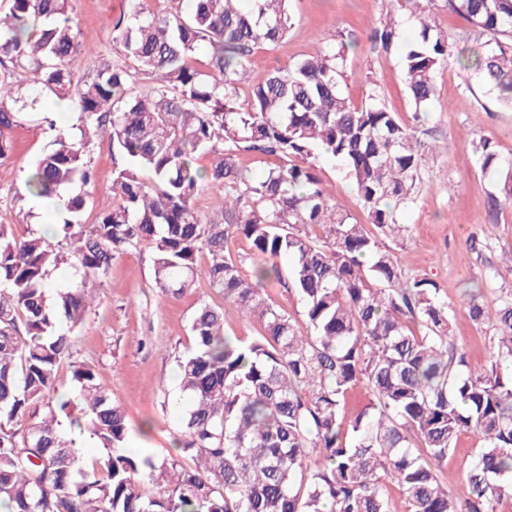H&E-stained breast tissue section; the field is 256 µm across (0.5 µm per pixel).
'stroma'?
Here are the masks:
<instances>
[{
    "mask_svg": "<svg viewBox=\"0 0 512 512\" xmlns=\"http://www.w3.org/2000/svg\"><path fill=\"white\" fill-rule=\"evenodd\" d=\"M125 8L124 0H75L80 38L95 51L97 63L126 64L112 43V21ZM392 9L390 0H293V27L274 46L256 50L247 85L263 82L276 68L315 54L326 40L341 36L347 42V68L342 93L361 102L365 77H376L390 111L411 120L401 57L376 51L368 39L372 27ZM436 92L420 137L430 149L422 189L400 219L408 230L397 240H384L397 255L405 276L432 280L440 295L458 302L465 283H479L483 301L493 306L512 292V205L489 212L495 190L492 174L481 172L474 160L468 132L488 137L497 153L512 158V108L498 104L486 92L479 75L463 73L448 59L436 76ZM13 158L0 165V222L12 225L19 236L36 231L53 211L50 203L20 199L31 163L44 153L51 139L46 125L25 120L13 126ZM93 179L81 187L87 203L83 221L93 224L98 204L112 186L115 168L108 138H95L90 147ZM318 173L334 198L360 224H369L339 162L318 159ZM483 230L492 237L486 249H471L470 236ZM150 245L116 259L102 278L90 281L96 300L85 322L73 332L72 358L90 365L98 382L124 408L129 423V447L139 456L168 454L180 434L173 401L181 393L175 358L189 344L191 317L207 301L223 304L225 333L231 337L259 335L258 320L240 319L233 304L223 303L208 284L173 299L154 286ZM494 327L476 325L463 316L454 319V342L470 361H479L495 336Z\"/></svg>",
    "mask_w": 512,
    "mask_h": 512,
    "instance_id": "35a3bbf8",
    "label": "stroma"
}]
</instances>
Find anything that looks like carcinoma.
<instances>
[{
	"mask_svg": "<svg viewBox=\"0 0 512 512\" xmlns=\"http://www.w3.org/2000/svg\"><path fill=\"white\" fill-rule=\"evenodd\" d=\"M73 0H9L0 8V164L10 161L9 130L54 95L79 114V134L57 129L31 166L25 195L59 205L61 240L18 237L0 224V502L8 512H390L391 488L405 512H503L512 505V294L493 310L475 295L453 304L426 278L403 279L380 246L407 227L400 212L414 199L426 146L384 104L367 79L357 105L339 88L345 43L328 42L242 94L255 49L292 28L291 0H192L154 12L126 0L112 42L138 64L104 65L84 78L90 51L80 39ZM467 24L464 54L435 25V0H396L418 13L414 41L403 44L396 15L368 39L403 49L413 119L427 118L435 75L448 58L475 71L487 91L512 105V0H445ZM206 58L207 70L194 65ZM107 136L121 159L96 223H81L89 183L90 137ZM482 172L495 177L491 210L512 203V160L486 139H471ZM243 152L279 163L255 177ZM206 155V168L196 160ZM346 169L374 230L332 198L315 161ZM224 192L213 216L195 207L199 190ZM242 235L251 254L224 255ZM146 243L154 284L178 298L205 281L244 317L260 321L251 340L224 335V307L202 302L178 356L180 453L135 459L125 452L124 410L94 371L71 360V333L91 304L89 277ZM304 304L311 335L262 293L279 261ZM252 272H244L246 263ZM68 265L79 284L53 295L51 269ZM495 326L482 362L469 363L451 338L452 319ZM83 401L81 416L57 395L60 364ZM372 399L350 419L359 385ZM65 416L101 448L86 464ZM475 450L459 490L438 472L459 436ZM196 461L193 467L182 458ZM315 457V469H303Z\"/></svg>",
	"mask_w": 512,
	"mask_h": 512,
	"instance_id": "carcinoma-1",
	"label": "carcinoma"
}]
</instances>
